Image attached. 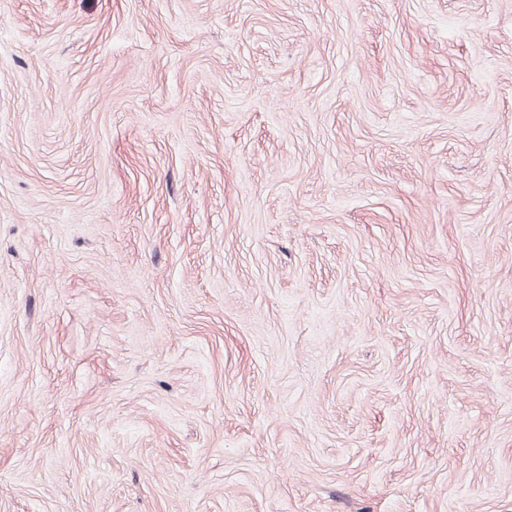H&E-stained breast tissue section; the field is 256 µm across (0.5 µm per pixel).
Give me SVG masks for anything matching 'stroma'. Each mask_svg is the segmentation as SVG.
<instances>
[{"mask_svg":"<svg viewBox=\"0 0 512 512\" xmlns=\"http://www.w3.org/2000/svg\"><path fill=\"white\" fill-rule=\"evenodd\" d=\"M0 512H512V0H0Z\"/></svg>","mask_w":512,"mask_h":512,"instance_id":"1","label":"stroma"}]
</instances>
